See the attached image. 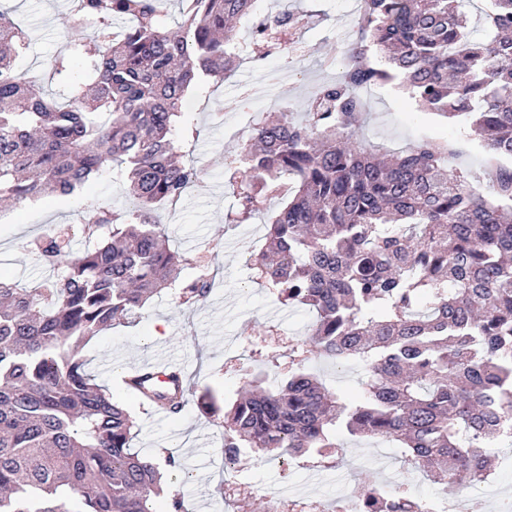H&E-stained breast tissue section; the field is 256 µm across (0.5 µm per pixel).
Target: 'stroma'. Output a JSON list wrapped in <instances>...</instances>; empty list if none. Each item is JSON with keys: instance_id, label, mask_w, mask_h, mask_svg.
<instances>
[{"instance_id": "35a3bbf8", "label": "stroma", "mask_w": 512, "mask_h": 512, "mask_svg": "<svg viewBox=\"0 0 512 512\" xmlns=\"http://www.w3.org/2000/svg\"><path fill=\"white\" fill-rule=\"evenodd\" d=\"M29 37L27 49L14 61L18 72L42 79L47 64L64 50L73 20L69 0H0ZM308 12L305 27L291 31L287 50L272 51L264 59H247L214 90L188 94L183 110L193 130L183 142V160L199 168L202 178L187 192L176 211H163L172 250L207 265L215 276L210 296L185 306L173 292L149 300L136 323L122 324L85 342L80 350L89 372L108 388L114 400L130 408L140 424L133 450L158 459L174 456L180 470H163L167 496H180L191 512H210L223 503L224 512H236L224 499L225 480H235L250 493L249 512H269V492L286 489L289 495L320 503L324 512H336L344 499L358 497L364 486L376 483L391 495L435 500L480 499L485 512H498L512 496V467L496 466L480 488L440 485L405 461L399 449L348 433L335 436V467L319 470L300 457L277 459L249 449L246 465L224 461V416L199 406L210 393L217 406L232 404L249 371L262 373L267 386H276L285 374L303 369L316 374L332 391L356 399L361 393L359 365L339 366L303 355L314 315L301 305L282 304L276 294L252 282L248 260L263 245V226L229 224L225 218L236 207L228 188L231 163L243 137L230 135L239 113L252 115L288 110L302 115L313 94L338 81L356 41L359 13L354 0H264L265 12L281 9ZM292 73L278 100L258 103L239 98L238 87L257 81L262 71ZM367 108L359 141L380 153L397 154L423 139L448 141L458 149L449 157L450 170L468 173L471 186L485 175V153L475 135L458 122L420 110L399 85L362 89ZM129 200L119 180L94 182L77 191L75 199L44 198L5 210L0 223V275L31 285L49 274L48 266L29 255L26 244L52 226L78 227L87 205L122 207ZM168 327L166 337L154 338L157 322ZM158 360L184 366L189 376L186 411L171 418L151 412L116 385L114 377Z\"/></svg>"}]
</instances>
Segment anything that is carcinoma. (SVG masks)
Segmentation results:
<instances>
[{
	"instance_id": "carcinoma-1",
	"label": "carcinoma",
	"mask_w": 512,
	"mask_h": 512,
	"mask_svg": "<svg viewBox=\"0 0 512 512\" xmlns=\"http://www.w3.org/2000/svg\"><path fill=\"white\" fill-rule=\"evenodd\" d=\"M258 0H179L173 30L159 0H75L70 40L48 73L65 101L13 66L25 31L0 11V199L69 197L120 169L134 206L93 207L74 249L52 227L27 245L51 266L38 286L0 278V512H156L157 459L131 447L132 413L94 382L79 343L136 320L164 288L183 303L214 277L181 276L155 212L179 202L200 171L177 159L189 89L222 82L249 46L237 22ZM465 0H363L343 80L315 111L256 121L249 163L229 185L236 221L265 213L253 279L316 316L308 352L364 369L346 401L296 371L273 389L248 374L224 409V457L335 447L338 430L395 443L444 484L489 475L487 444L512 417V0H485L488 41L468 36ZM294 12L268 14L255 44H282ZM130 25L115 31L113 20ZM83 61L87 83L69 78ZM401 80L425 111L468 126L488 153L489 192L448 171L453 148L422 140L390 158L357 144L362 88ZM142 404L183 410L182 393L131 380Z\"/></svg>"
}]
</instances>
